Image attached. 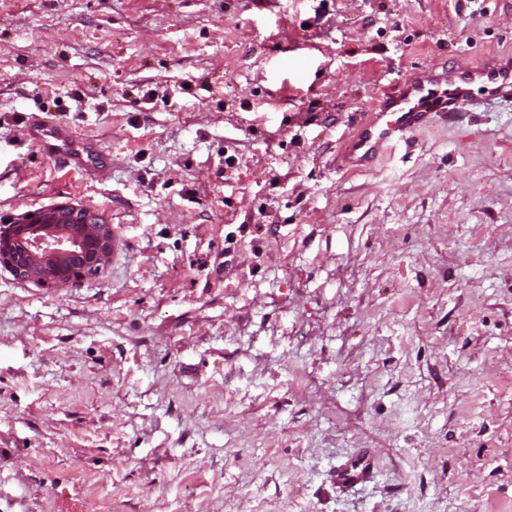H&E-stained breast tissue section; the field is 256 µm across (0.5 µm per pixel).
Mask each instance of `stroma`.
<instances>
[{
	"mask_svg": "<svg viewBox=\"0 0 512 512\" xmlns=\"http://www.w3.org/2000/svg\"><path fill=\"white\" fill-rule=\"evenodd\" d=\"M508 53L512 0H0V218L117 236L0 266V512H512V99L338 163L411 70ZM26 134L45 157L85 178H95L109 161L94 139L79 137L68 125L47 123L36 114L27 123ZM0 223V265L22 280L44 281V263L53 259L56 280L67 283L96 271L114 248L111 225L74 204L28 211ZM373 475L371 459L367 455H356L336 471V483L342 487H354L369 481Z\"/></svg>",
	"mask_w": 512,
	"mask_h": 512,
	"instance_id": "35a3bbf8",
	"label": "stroma"
}]
</instances>
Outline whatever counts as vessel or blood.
Segmentation results:
<instances>
[{"mask_svg":"<svg viewBox=\"0 0 512 512\" xmlns=\"http://www.w3.org/2000/svg\"><path fill=\"white\" fill-rule=\"evenodd\" d=\"M487 97L512 98V63L491 61L478 68L429 67L407 75L398 94L387 97L362 122L351 141L347 162L365 168L391 152L407 134L427 128L434 119H461L463 105L476 106ZM26 134L41 153L86 178H95L108 155L92 138L77 136L63 123L31 116ZM374 475L371 459L353 456L336 472V482L353 487Z\"/></svg>","mask_w":512,"mask_h":512,"instance_id":"obj_1","label":"vessel or blood"}]
</instances>
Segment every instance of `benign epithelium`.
Wrapping results in <instances>:
<instances>
[{
	"mask_svg": "<svg viewBox=\"0 0 512 512\" xmlns=\"http://www.w3.org/2000/svg\"><path fill=\"white\" fill-rule=\"evenodd\" d=\"M112 251V227L74 204L28 211L0 223V265L22 280H44V263L57 264L67 283L96 271Z\"/></svg>",
	"mask_w": 512,
	"mask_h": 512,
	"instance_id": "1",
	"label": "benign epithelium"
}]
</instances>
